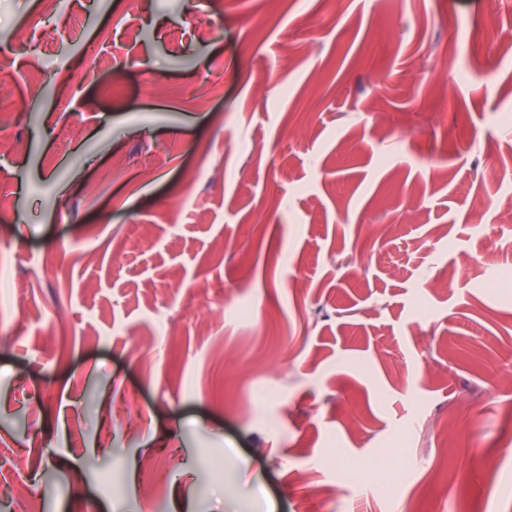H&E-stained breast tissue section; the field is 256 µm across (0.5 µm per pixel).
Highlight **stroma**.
Listing matches in <instances>:
<instances>
[{"label":"stroma","mask_w":512,"mask_h":512,"mask_svg":"<svg viewBox=\"0 0 512 512\" xmlns=\"http://www.w3.org/2000/svg\"><path fill=\"white\" fill-rule=\"evenodd\" d=\"M322 2L0 0V481L41 512H512V224L471 222L512 0Z\"/></svg>","instance_id":"1"}]
</instances>
